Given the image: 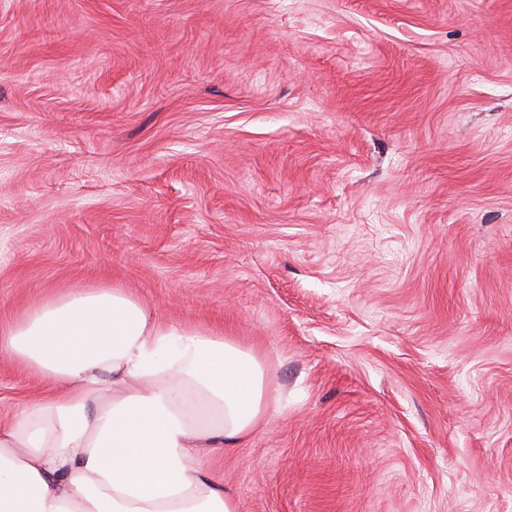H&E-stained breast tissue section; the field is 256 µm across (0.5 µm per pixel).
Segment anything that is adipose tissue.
<instances>
[{"instance_id": "adipose-tissue-1", "label": "adipose tissue", "mask_w": 512, "mask_h": 512, "mask_svg": "<svg viewBox=\"0 0 512 512\" xmlns=\"http://www.w3.org/2000/svg\"><path fill=\"white\" fill-rule=\"evenodd\" d=\"M1 354L53 392L0 424V512H237L201 452L265 420L256 352L98 288L0 326Z\"/></svg>"}]
</instances>
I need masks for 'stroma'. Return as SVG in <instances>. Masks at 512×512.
Returning <instances> with one entry per match:
<instances>
[{
	"mask_svg": "<svg viewBox=\"0 0 512 512\" xmlns=\"http://www.w3.org/2000/svg\"><path fill=\"white\" fill-rule=\"evenodd\" d=\"M102 285L262 356L239 512H512V0H0V324Z\"/></svg>",
	"mask_w": 512,
	"mask_h": 512,
	"instance_id": "35a3bbf8",
	"label": "stroma"
}]
</instances>
